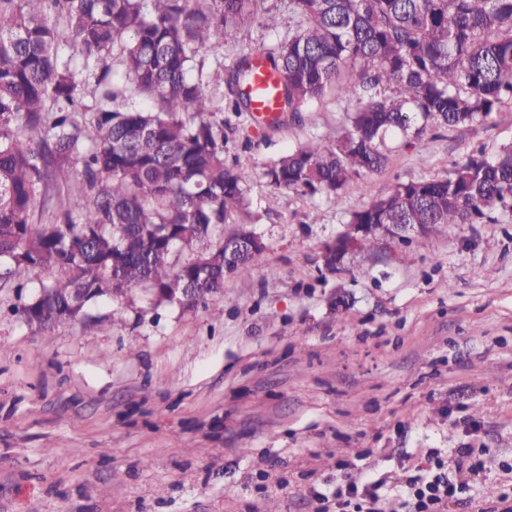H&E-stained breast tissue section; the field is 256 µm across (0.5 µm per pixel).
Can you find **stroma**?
Wrapping results in <instances>:
<instances>
[{"mask_svg":"<svg viewBox=\"0 0 512 512\" xmlns=\"http://www.w3.org/2000/svg\"><path fill=\"white\" fill-rule=\"evenodd\" d=\"M266 5L277 28L256 20L204 52L214 99L227 65L296 30L288 0ZM353 104L339 89L275 127L224 113L266 251L225 276L220 313L135 287L47 333L0 283V512H316L344 477L405 512L427 454L463 448L478 468L449 472L461 491L446 512L512 507V211L347 254L334 272L321 258L396 183L512 145V103L419 141L395 134L386 170L339 196L273 190L264 165L344 133Z\"/></svg>","mask_w":512,"mask_h":512,"instance_id":"obj_1","label":"stroma"}]
</instances>
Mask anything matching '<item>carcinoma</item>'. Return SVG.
Instances as JSON below:
<instances>
[{
    "instance_id": "cac0c4a2",
    "label": "carcinoma",
    "mask_w": 512,
    "mask_h": 512,
    "mask_svg": "<svg viewBox=\"0 0 512 512\" xmlns=\"http://www.w3.org/2000/svg\"><path fill=\"white\" fill-rule=\"evenodd\" d=\"M265 0H0V281L32 268L65 276L18 309L43 329L74 304L141 286L157 303L172 288L198 304L224 292V236L240 218L247 181L224 159L217 112L251 111L250 55L226 68L227 95H208L206 48L236 39ZM302 24L263 53L279 82L280 112L296 114L342 84L358 97L341 136L323 134L269 162L276 190L337 196L389 160L399 131L421 140L428 122L455 127L512 102V0H290ZM67 58L59 56L61 42ZM125 91L153 109L115 104L108 60ZM89 125L75 118L87 94ZM81 176L90 196L61 203L63 221L32 215L48 186ZM512 209V146L448 174L400 183L351 215L352 224H474ZM188 236L195 257L170 261ZM265 249L229 273L247 275Z\"/></svg>"
}]
</instances>
